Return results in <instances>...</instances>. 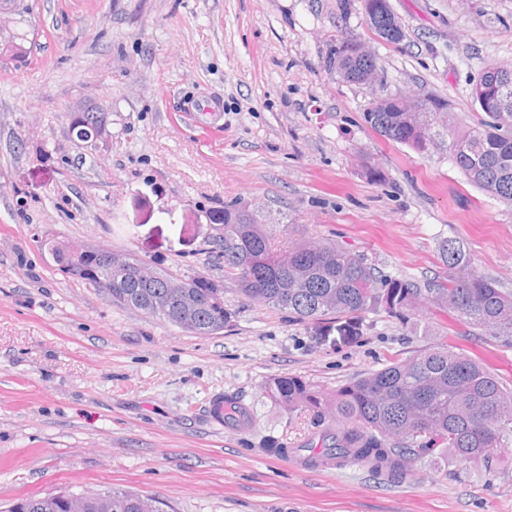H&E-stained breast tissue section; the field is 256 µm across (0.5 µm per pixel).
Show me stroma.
I'll return each instance as SVG.
<instances>
[{
  "label": "stroma",
  "instance_id": "stroma-1",
  "mask_svg": "<svg viewBox=\"0 0 512 512\" xmlns=\"http://www.w3.org/2000/svg\"><path fill=\"white\" fill-rule=\"evenodd\" d=\"M28 59L0 65V512L69 486L152 497L164 512H512V468L455 457L394 482L358 466L315 471L269 453L320 428L271 401L274 378L331 394L425 348L431 334L512 382V346L423 307L299 322L227 292L234 316L197 335L112 304L59 271L46 244L133 254L178 278L221 279L212 216L237 201L288 237L333 240L391 281L440 280L456 240L512 291V203L452 161L483 114L472 84L512 65V0H390L405 39H370L359 0H32ZM367 39L390 92L438 96L450 126L418 153L375 134L376 88L326 66L335 39ZM109 101L112 139L69 114ZM383 178H366V167ZM250 425L209 416L216 393Z\"/></svg>",
  "mask_w": 512,
  "mask_h": 512
}]
</instances>
